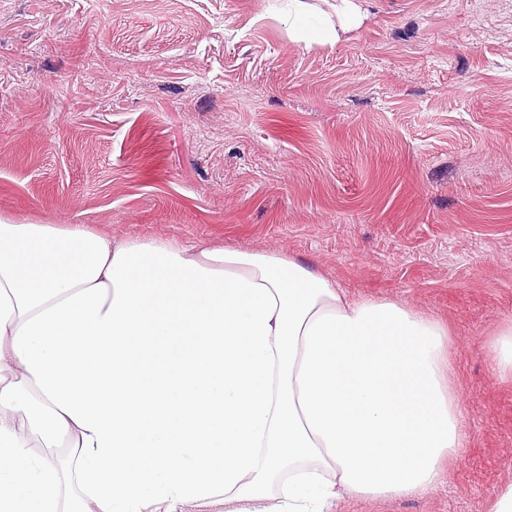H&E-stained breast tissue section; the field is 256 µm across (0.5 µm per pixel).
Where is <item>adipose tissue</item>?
I'll use <instances>...</instances> for the list:
<instances>
[{"label": "adipose tissue", "instance_id": "1", "mask_svg": "<svg viewBox=\"0 0 512 512\" xmlns=\"http://www.w3.org/2000/svg\"><path fill=\"white\" fill-rule=\"evenodd\" d=\"M331 9L310 40L367 19ZM454 381L446 323L300 260L0 218V512L419 499L467 444Z\"/></svg>", "mask_w": 512, "mask_h": 512}]
</instances>
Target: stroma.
I'll use <instances>...</instances> for the list:
<instances>
[{
  "label": "stroma",
  "mask_w": 512,
  "mask_h": 512,
  "mask_svg": "<svg viewBox=\"0 0 512 512\" xmlns=\"http://www.w3.org/2000/svg\"><path fill=\"white\" fill-rule=\"evenodd\" d=\"M333 44L279 0H0V216L298 258L448 324L468 444L416 500L512 480V0H366ZM490 367L501 380H512V321L503 323L493 335Z\"/></svg>",
  "instance_id": "35a3bbf8"
}]
</instances>
